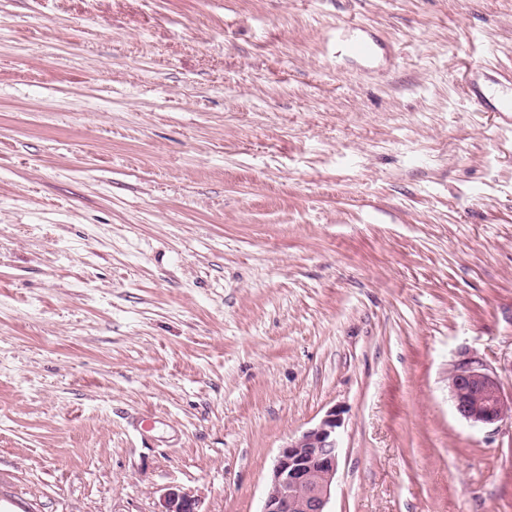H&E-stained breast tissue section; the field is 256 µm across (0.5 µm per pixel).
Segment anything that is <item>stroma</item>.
<instances>
[{
  "label": "stroma",
  "instance_id": "obj_1",
  "mask_svg": "<svg viewBox=\"0 0 512 512\" xmlns=\"http://www.w3.org/2000/svg\"><path fill=\"white\" fill-rule=\"evenodd\" d=\"M353 23L374 64L325 53ZM512 0H0V512H512ZM500 76L502 79L486 88L480 87L474 78L470 80V91L480 110L512 112V68ZM448 391L456 413L473 425H495L512 419V395L501 377L479 360L457 364L448 373ZM341 425L340 412L331 409L280 448L261 512H330ZM161 510L157 512H201L198 499L181 489H168L160 497Z\"/></svg>",
  "mask_w": 512,
  "mask_h": 512
}]
</instances>
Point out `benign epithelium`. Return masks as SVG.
I'll list each match as a JSON object with an SVG mask.
<instances>
[{
  "label": "benign epithelium",
  "mask_w": 512,
  "mask_h": 512,
  "mask_svg": "<svg viewBox=\"0 0 512 512\" xmlns=\"http://www.w3.org/2000/svg\"><path fill=\"white\" fill-rule=\"evenodd\" d=\"M448 391L456 413L473 425L512 419V395L501 377L479 360L457 364L448 373ZM341 413L331 409L315 425L280 448L269 477L261 512H330L339 466ZM159 512H200L189 491L168 489Z\"/></svg>",
  "instance_id": "1"
}]
</instances>
